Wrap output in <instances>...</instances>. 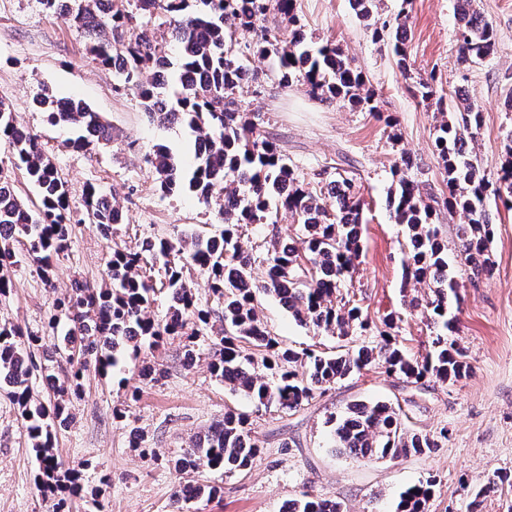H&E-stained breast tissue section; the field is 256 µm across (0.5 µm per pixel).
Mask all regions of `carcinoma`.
<instances>
[{"mask_svg": "<svg viewBox=\"0 0 512 512\" xmlns=\"http://www.w3.org/2000/svg\"><path fill=\"white\" fill-rule=\"evenodd\" d=\"M66 2L63 16L99 38L91 48L93 59L112 69L120 84L138 90L142 112L160 124L180 120L198 133L197 142L206 144L203 150L195 149L189 171L165 147L155 151L151 166L162 194L189 191L205 205H219L224 230L207 237L188 232L143 242V251L166 278L171 305L161 318L151 314L156 288L152 278L138 273L140 255L115 246L107 281L94 286L76 279L71 293L55 300L48 325L53 329L64 321L66 329L53 348L45 347L38 334L0 325V387L11 388L24 420L39 462L35 485L46 512H70L83 491L79 472L61 469L53 447L57 430L71 418L72 398L80 394L88 367L104 375L119 357L128 355L135 361L142 348L151 349L170 336L185 337L182 361L190 368L200 341L219 334L212 342L210 372L232 394L252 400L256 414L271 409L297 412L316 395L373 363L418 390L429 380L454 385L467 377L470 364L453 336L455 318L448 316V295H458V283L448 273V244L434 223L435 198L423 197L409 173V160L403 157L396 166L387 207L394 222L403 226L406 239L401 292L411 285L427 289L424 295L404 301L408 314L421 317L431 329L432 350L420 360L407 358L392 342L393 330L403 322L400 313L382 320L376 345L359 341L368 321L342 293L361 248L363 204L354 180L329 175L321 178L319 188H310L275 141L262 135L249 113L241 110L240 96L261 79L246 59L253 52L273 57L287 87L300 85L318 99L377 112L375 92L350 68L340 48L306 38L296 14L297 0H111L107 14L101 13L99 0ZM378 2L352 0V6L360 20L369 22ZM475 3L456 0L459 60L465 65L491 57L497 48L496 31ZM272 9L280 14L284 27L264 26ZM407 35L403 11L394 24L372 31V36L392 42L397 65L409 79ZM172 39L181 46L182 64L163 82L143 80L161 64L170 68ZM411 91L424 102H435L440 111L435 149L445 173L448 208L465 217L456 226L457 249L470 278L489 277L494 270L489 200L493 197L512 209V134L506 136L502 160L490 178L472 147L481 126L480 108L468 96L445 94L427 80L413 82ZM34 106L49 125L79 131L68 142L74 149L112 139L102 115L81 101L43 96ZM0 143L8 148L11 166L26 175L39 195L37 204L19 197L13 180L0 168V296L4 297L12 287L4 270L14 264V243L25 242L29 257L48 278L54 261L67 248L70 224L65 181L39 137L18 124L3 101ZM83 206L89 223L99 227L106 239L113 238L122 217L117 194L109 197L90 186ZM275 211L299 225L298 244L276 231L255 249H243L239 242L243 227L276 224ZM186 265L206 275L211 293L224 303L222 311L199 307L183 278ZM256 266L266 270L260 282L253 278ZM262 296L277 298L300 325L335 335L336 350L299 351L283 344L260 317ZM58 358L70 364L63 380L54 373ZM36 372L53 391L48 402L31 388ZM405 403L411 400L357 403L346 416L329 418L335 423L338 452L369 464L430 454L441 447L446 430L435 435L412 429L406 423ZM261 448L250 415L225 408L222 421L169 460L176 472L186 476L174 494L173 508L184 512L187 505L222 492L219 486L192 478L200 468L242 473L256 462ZM507 482L509 478L498 473L488 477L469 501L468 512H481L484 494ZM436 487L433 476L408 487L399 494L395 512H429ZM286 505L287 512H345L341 499L324 498L306 487Z\"/></svg>", "mask_w": 512, "mask_h": 512, "instance_id": "carcinoma-1", "label": "carcinoma"}]
</instances>
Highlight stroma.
Listing matches in <instances>:
<instances>
[{"label": "stroma", "instance_id": "35a3bbf8", "mask_svg": "<svg viewBox=\"0 0 512 512\" xmlns=\"http://www.w3.org/2000/svg\"><path fill=\"white\" fill-rule=\"evenodd\" d=\"M409 11L407 51L416 76H436L444 89L464 88L482 111L475 151L487 168L503 154L512 131V112L504 102L512 95V0H477L494 26L498 48L485 61L457 64L456 0H383L375 24ZM297 15L307 35L342 49L351 68L377 94L379 116L309 96L302 86L280 83L270 59L251 58L262 72L257 90L243 94L242 107L254 114L263 135L272 138L307 181L333 166L362 182L363 252L349 295L371 324L403 311L400 292L404 237L387 207L394 165L413 161L411 174L422 194L441 195L444 173L433 148L434 110L415 98L399 71L388 42L375 40L353 11L350 0H297ZM90 41L76 24L47 13L39 0H0V100L17 121L37 134L69 189L72 231L64 255L56 261L52 283L17 248L10 294L0 298V323L47 335L56 295L73 279L92 283L105 276L112 246L140 250L154 234L184 231L219 233L223 218L189 193L162 196L149 163L157 146H168L192 159L196 134L174 122H150L139 106L136 89L121 87L111 69L94 61ZM79 99L99 112L112 128L108 144L82 150L67 147L70 129L48 126L33 101L42 95ZM115 191L125 216L115 241L102 237L84 219L87 186ZM490 244L495 269L491 277L471 283L456 247L448 262L459 283V299L450 309L456 335L467 352L469 376L457 384H430L420 394L401 379L372 366L317 397L304 410L283 416L274 412L254 420L263 449L247 475L201 469L198 478L222 486L221 497L198 504V512H279L302 487L340 498L347 512H393L398 493L428 476L440 484L430 512H467L471 493L498 472L512 477V211L493 212ZM261 317L288 345L333 350L330 333L299 325L271 297L260 300ZM180 339L140 358L164 376L140 382L129 369L101 377L88 370L85 393L73 409L68 427L59 429L55 452L69 467L81 470L85 497L76 512H172V494L182 477L169 459L189 441L224 417L225 406L244 411L250 402L231 395L211 375L209 354L193 368L181 363ZM137 391L129 407L130 422L112 417L113 408ZM409 399L413 428L434 432L447 428L444 448L396 460L360 464L336 455L328 419L357 401ZM143 440L133 446L131 428ZM37 461L20 412L0 390V512H42L34 479Z\"/></svg>", "mask_w": 512, "mask_h": 512}]
</instances>
